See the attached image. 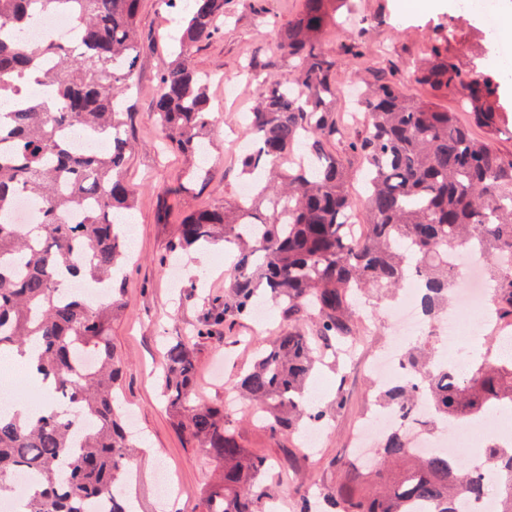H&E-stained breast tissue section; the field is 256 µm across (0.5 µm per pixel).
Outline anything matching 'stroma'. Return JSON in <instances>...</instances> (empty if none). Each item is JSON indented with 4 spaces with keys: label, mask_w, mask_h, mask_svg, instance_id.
Listing matches in <instances>:
<instances>
[{
    "label": "stroma",
    "mask_w": 512,
    "mask_h": 512,
    "mask_svg": "<svg viewBox=\"0 0 512 512\" xmlns=\"http://www.w3.org/2000/svg\"><path fill=\"white\" fill-rule=\"evenodd\" d=\"M357 3L353 15L338 12V27L326 34L329 47L338 51L355 40L366 47L364 57L338 67L337 82L363 84L388 78L400 83L410 97H427V90L415 82L411 66L441 23L454 30L448 56L461 69L492 77L502 72L493 45L483 36L477 10L454 6L429 10L411 6L410 0ZM300 7L301 0H230L222 33L203 44L193 58L198 70L212 74L209 93L222 112L219 123L202 138L203 155L190 159L174 150H161L162 133L153 112L178 16L169 12L163 0H141L139 5L142 50L132 88L124 98L132 140L124 177L135 194L130 215L134 260L124 282L126 310L112 324L114 348L126 363L121 382L125 406L134 430L145 441L132 462L139 473L131 486L138 512L169 510L155 484L159 468H167L181 488V512H199L201 491L215 479L212 459L176 427L166 411L159 376L166 340L189 335L210 310L212 299L224 294V245L213 244L214 258L204 260L193 251L174 252L173 244L178 224L190 213L239 195L242 179L233 159L244 145V115L255 91L245 74L265 75L270 62L279 60L276 34L287 28ZM198 167L207 170V181L193 178L191 171ZM264 313L265 327H257L248 317L217 327L212 338L194 343L199 400L223 405L225 385L251 357L245 339L266 335L282 321L280 308L273 304H266ZM386 341L384 330L376 329L367 350L355 353V363L345 373L326 363L309 379L312 406L328 408L340 397L346 402L331 417L316 453L300 447L298 436L274 437L259 423L237 418L244 448L267 457L273 466H284L287 472L285 483L271 484L273 496L286 490L294 496L306 490L314 494L342 478V470L330 469L328 463L344 460L354 419L375 406L365 360L368 351L382 348Z\"/></svg>",
    "instance_id": "obj_1"
}]
</instances>
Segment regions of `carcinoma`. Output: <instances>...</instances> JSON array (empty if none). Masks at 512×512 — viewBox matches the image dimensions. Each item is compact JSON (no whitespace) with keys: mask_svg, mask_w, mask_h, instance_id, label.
Segmentation results:
<instances>
[{"mask_svg":"<svg viewBox=\"0 0 512 512\" xmlns=\"http://www.w3.org/2000/svg\"><path fill=\"white\" fill-rule=\"evenodd\" d=\"M140 0H0V28H21L43 14L78 18L80 43L33 47L24 36H0V92L22 94L15 80L48 86L0 112V350L36 349L37 372L57 382L52 409L20 422L0 414V498L14 493L19 470L36 477L25 512H84L103 501L106 512H135L128 492L130 462L141 439L127 431L120 395L125 363L112 343V320L123 309L124 269L130 261L121 214L133 209L124 178L128 135L120 96L139 57ZM227 0H195L182 19L172 59L161 73L154 112L164 145L194 156L198 139L217 122L207 96L210 75L192 65L194 53L224 29ZM352 0H302L300 14L278 37L284 72L256 80L247 128L253 147L238 158L252 178L251 193L213 206L179 224L176 246L189 250L224 241L232 258L224 298L188 336L169 342L162 393L177 428L212 457L218 480L201 498V512H263L267 480H280L264 456L239 442L230 412L198 400L191 345L210 338L229 317L244 318L267 299L286 312L270 341H250V365L230 383L236 395L261 409L273 436L302 418L321 423L324 408H309L304 390L316 364L354 348L363 327L353 313L354 291L398 296L411 266L420 279L424 321L448 308L458 281L448 253L476 241L489 259L486 273L500 314L512 319V156L490 140L502 128L498 82L468 73L448 59V32L425 44L413 62L415 80L430 97H408L392 81L371 85L361 101L366 135L348 153L329 147L336 125V69L343 55L323 43L336 11ZM451 97L465 113L439 105ZM467 118H462V115ZM484 127L478 139L471 126ZM63 125L109 139L108 153L77 154L59 134ZM367 170V235L348 234L351 158ZM40 202L43 223L10 221L16 198ZM74 212L79 220L66 215ZM95 283L109 301L92 307L69 288ZM91 356L93 369L79 361ZM412 377L383 393L387 404L413 415L427 397L436 419L468 420L496 402L512 403V356L492 366L477 361L461 378L437 359L430 343L405 352ZM84 423L88 434L76 435ZM379 467H349L322 499L298 496L294 512H466L465 501L487 491L481 470L501 492V512H512V450L491 443L480 468L448 455L411 452L401 431L375 448Z\"/></svg>","mask_w":512,"mask_h":512,"instance_id":"cac0c4a2","label":"carcinoma"}]
</instances>
